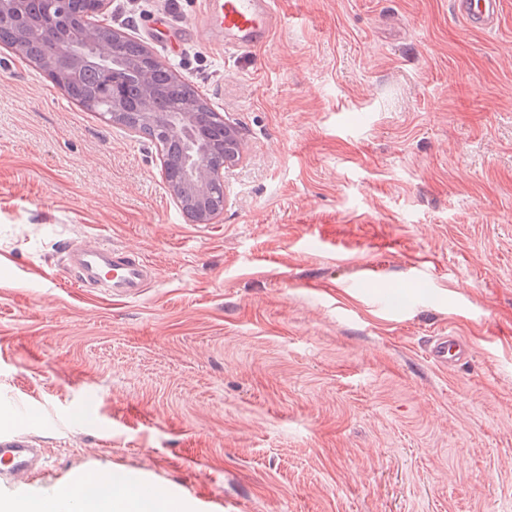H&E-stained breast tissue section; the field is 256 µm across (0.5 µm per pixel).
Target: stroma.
I'll return each instance as SVG.
<instances>
[{
    "mask_svg": "<svg viewBox=\"0 0 512 512\" xmlns=\"http://www.w3.org/2000/svg\"><path fill=\"white\" fill-rule=\"evenodd\" d=\"M205 0H112L242 135L216 224L153 143L0 52V433L53 499L119 475L171 512H512V0H276L254 50L159 37ZM100 238L157 278L77 287ZM458 336L468 362L426 346ZM500 4V0H459L457 6L469 26L486 29L498 18ZM429 354L443 368H454L468 358L465 343L456 336H436L430 343Z\"/></svg>",
    "mask_w": 512,
    "mask_h": 512,
    "instance_id": "obj_1",
    "label": "stroma"
}]
</instances>
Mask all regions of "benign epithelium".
I'll use <instances>...</instances> for the list:
<instances>
[{
  "mask_svg": "<svg viewBox=\"0 0 512 512\" xmlns=\"http://www.w3.org/2000/svg\"><path fill=\"white\" fill-rule=\"evenodd\" d=\"M54 29L51 33L50 51L45 57L43 71L53 80L62 76L68 82H75L83 72V65L89 61L96 66L119 73L136 68L146 69L156 60L148 49L143 56L133 59L126 56L122 40L124 33L112 30V37L103 38L91 30L81 31L69 22L65 9L67 0H51ZM27 0H0V18L10 17L17 27V37L40 36L43 29L35 24L26 10ZM160 122L167 134L184 146L183 178L167 182L168 192L176 206L186 213L193 224H215L223 213L221 209L201 208L192 214L186 212L183 191L192 188L196 195L204 197L215 183L224 182V174L240 161L235 158L223 161L211 155L207 143L198 130L197 115L194 112H173L161 114Z\"/></svg>",
  "mask_w": 512,
  "mask_h": 512,
  "instance_id": "1",
  "label": "benign epithelium"
}]
</instances>
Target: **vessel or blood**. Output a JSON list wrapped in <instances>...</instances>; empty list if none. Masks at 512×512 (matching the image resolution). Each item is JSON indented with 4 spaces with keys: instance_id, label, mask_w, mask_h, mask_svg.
Returning <instances> with one entry per match:
<instances>
[{
    "instance_id": "vessel-or-blood-1",
    "label": "vessel or blood",
    "mask_w": 512,
    "mask_h": 512,
    "mask_svg": "<svg viewBox=\"0 0 512 512\" xmlns=\"http://www.w3.org/2000/svg\"><path fill=\"white\" fill-rule=\"evenodd\" d=\"M501 0H458L457 6L469 26L486 29L496 21ZM278 26L275 0H208L204 17L188 33L205 42L226 41L243 48L266 44ZM183 30H175L182 38ZM68 276L82 288L98 284L110 288L114 296L134 298L148 288L154 270L142 257L100 241L69 249ZM440 367H456L468 357L465 343L455 336L435 337L429 348ZM46 458L25 436L0 434V488L13 489L34 471L42 469Z\"/></svg>"
}]
</instances>
